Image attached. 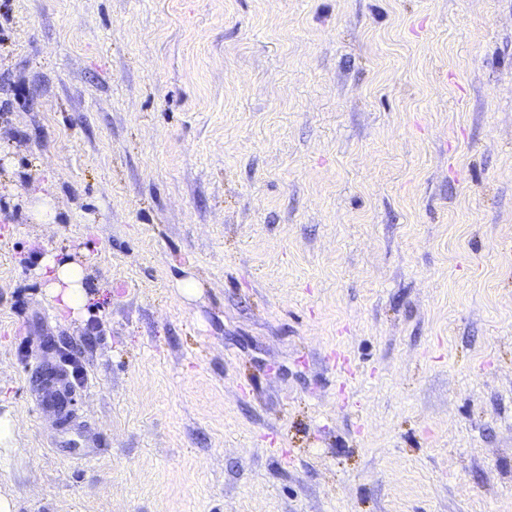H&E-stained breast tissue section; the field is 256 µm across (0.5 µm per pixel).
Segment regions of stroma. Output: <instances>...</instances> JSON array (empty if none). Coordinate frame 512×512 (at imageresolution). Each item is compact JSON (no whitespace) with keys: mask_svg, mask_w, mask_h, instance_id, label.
Segmentation results:
<instances>
[{"mask_svg":"<svg viewBox=\"0 0 512 512\" xmlns=\"http://www.w3.org/2000/svg\"><path fill=\"white\" fill-rule=\"evenodd\" d=\"M5 412L15 512H512V0H0ZM40 193L34 195L33 204L30 206L29 215L34 224L56 223L57 213L53 205L50 190L45 187ZM40 264L38 273L51 296L59 298L60 310L75 313L86 305L88 296L82 284L85 272L79 264L59 263L52 256L43 257ZM64 402V406L73 407L76 399L70 386L65 382L56 388H49L43 394L40 405L47 409H54L60 414L61 403Z\"/></svg>","mask_w":512,"mask_h":512,"instance_id":"35a3bbf8","label":"stroma"}]
</instances>
